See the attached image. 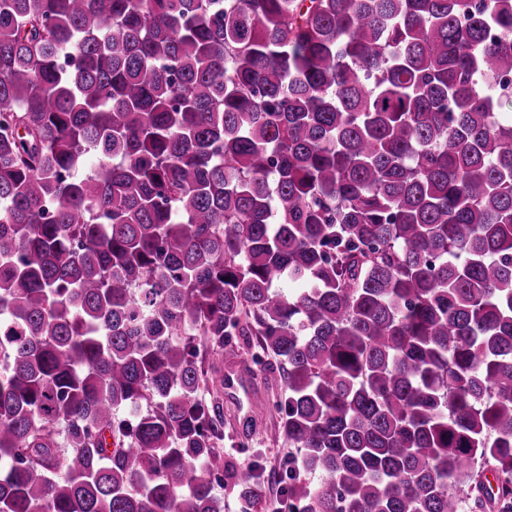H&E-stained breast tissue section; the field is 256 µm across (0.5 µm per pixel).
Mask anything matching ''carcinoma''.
<instances>
[{"label":"carcinoma","instance_id":"carcinoma-1","mask_svg":"<svg viewBox=\"0 0 512 512\" xmlns=\"http://www.w3.org/2000/svg\"><path fill=\"white\" fill-rule=\"evenodd\" d=\"M468 12L0 0V512H224L236 339L289 512H512V0Z\"/></svg>","mask_w":512,"mask_h":512}]
</instances>
